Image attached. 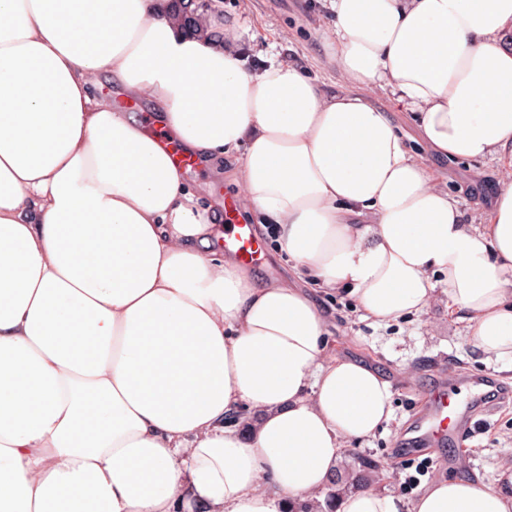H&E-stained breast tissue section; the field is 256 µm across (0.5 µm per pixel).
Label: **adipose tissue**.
<instances>
[{"label": "adipose tissue", "instance_id": "ef3b65f1", "mask_svg": "<svg viewBox=\"0 0 512 512\" xmlns=\"http://www.w3.org/2000/svg\"><path fill=\"white\" fill-rule=\"evenodd\" d=\"M339 69L386 86L443 157L512 167V0H330ZM148 95L120 112L92 79ZM236 161L297 282L256 285L185 186ZM512 366V182L465 224L388 116L300 70H256L170 0H0V512H288L323 501L390 385L328 354L317 295L424 313L437 283ZM413 512H512L434 482Z\"/></svg>", "mask_w": 512, "mask_h": 512}]
</instances>
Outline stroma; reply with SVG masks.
<instances>
[{
    "mask_svg": "<svg viewBox=\"0 0 512 512\" xmlns=\"http://www.w3.org/2000/svg\"><path fill=\"white\" fill-rule=\"evenodd\" d=\"M197 25L200 34L222 38L255 65L285 60L325 93L349 88L333 57L334 19L327 0H217L199 11ZM359 93L389 115L408 149L431 168L438 187L458 200L465 222L481 224L507 169L490 157L465 161L438 156L422 139L413 111L390 89L376 85ZM185 181L210 202L238 197L220 162L196 167ZM318 302L335 325L330 341L336 356L370 366L390 384L391 418L358 449L381 466L376 489L398 496L409 507L432 483L449 477L469 479L492 491L503 489L512 477V400L498 404L484 425L466 431L453 446L438 448L424 441L409 452L400 447L410 424L427 409L441 364H450L459 375L486 374L504 388L512 387V369L472 344L467 324L449 312L443 287H436L427 312L382 326L362 319L340 297L323 295ZM410 475L417 476L418 484L408 490L404 481Z\"/></svg>",
    "mask_w": 512,
    "mask_h": 512,
    "instance_id": "obj_1",
    "label": "stroma"
}]
</instances>
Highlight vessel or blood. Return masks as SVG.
<instances>
[{
  "instance_id": "b4317fda",
  "label": "vessel or blood",
  "mask_w": 512,
  "mask_h": 512,
  "mask_svg": "<svg viewBox=\"0 0 512 512\" xmlns=\"http://www.w3.org/2000/svg\"><path fill=\"white\" fill-rule=\"evenodd\" d=\"M234 208L231 202L224 207V248L243 264L257 263L261 245L250 225L234 222ZM483 386L480 379L461 384L439 381L429 394V408L416 428L418 438L442 447L457 443L474 412L489 410Z\"/></svg>"
}]
</instances>
